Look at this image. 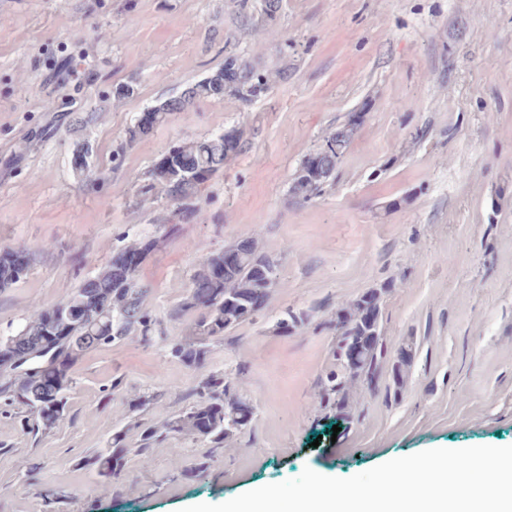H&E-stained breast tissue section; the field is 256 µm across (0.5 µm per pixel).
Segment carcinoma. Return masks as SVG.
<instances>
[{
  "mask_svg": "<svg viewBox=\"0 0 512 512\" xmlns=\"http://www.w3.org/2000/svg\"><path fill=\"white\" fill-rule=\"evenodd\" d=\"M287 77L286 65L261 70L234 54L225 56L221 68L188 85L180 96L154 106L150 128L135 124L129 127L125 145L112 156V169L121 166L126 147L197 103L230 96L248 107ZM358 128L359 124L348 121L327 132L322 144L300 162L289 193L303 201L321 195L333 180L337 162ZM243 147L240 128L179 142L173 146L174 163L153 164L143 191L160 189L174 206L170 220H178L183 213L195 211V200L200 198L204 184L224 170ZM92 154L89 142L76 144L75 171L90 182L104 178ZM171 231L173 228L161 224L155 235L131 239L66 300L32 312L11 332L0 335V395L8 404L25 408L23 432L44 436L64 418L73 389L74 368L88 353L117 345L130 335L140 336L148 345L168 340L161 320L145 306L150 285L139 279V267L127 264L124 252L137 247L146 257ZM232 246L240 254L239 263L224 266L222 251L209 256L195 270L189 288L170 314L175 319L194 317L189 333L170 343L169 348L170 356L191 370L199 368L212 348L224 343L226 335L261 310L279 284L278 265L262 251L257 238L244 237ZM35 262L36 254L27 249L0 250V290L20 282ZM385 293L383 287L365 292L341 305L336 318L329 322L335 340L331 366L320 381L321 402L329 410V418L344 424L351 418L348 384L361 381L372 385L388 356L380 328ZM307 319L304 312L287 311L277 320L275 329L286 333ZM412 358L411 346L397 350L392 370L395 385L402 383ZM185 401L184 409L162 425L142 428L135 446L126 441V433L117 431L112 434L110 445L87 457L84 464L93 467L98 476L117 483L131 454L143 456L170 438L187 436L215 455L225 440L245 432L254 417V408L222 374L201 379L185 394Z\"/></svg>",
  "mask_w": 512,
  "mask_h": 512,
  "instance_id": "1",
  "label": "carcinoma"
}]
</instances>
